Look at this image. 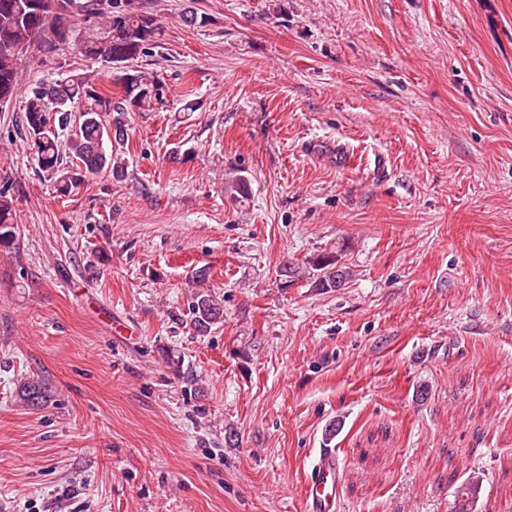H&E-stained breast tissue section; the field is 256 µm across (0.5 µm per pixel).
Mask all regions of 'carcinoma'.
<instances>
[{"label":"carcinoma","mask_w":512,"mask_h":512,"mask_svg":"<svg viewBox=\"0 0 512 512\" xmlns=\"http://www.w3.org/2000/svg\"><path fill=\"white\" fill-rule=\"evenodd\" d=\"M108 8H83L79 0H0V107L19 91L18 70L33 43L54 53L65 46L85 57L111 65L112 81L122 89L118 99L105 93L90 77L67 71L49 83L37 81L24 91V123L34 160L59 196L66 197L85 183L88 175L111 171L124 164L120 153L106 149L127 135L124 114L153 102L165 104L169 88L156 72L126 71V64L157 46L163 26L135 6L133 0H107ZM17 235L16 212L10 188L0 189V251L9 250ZM280 276L294 284L304 278L320 291H331L349 276L339 254L322 252L306 266L290 262ZM190 322L200 335L224 319V305L200 289L188 303ZM48 391L40 380L26 379L17 388L19 403L39 407Z\"/></svg>","instance_id":"1"}]
</instances>
